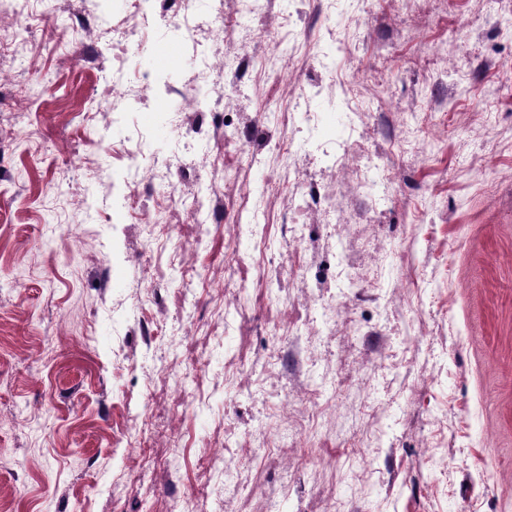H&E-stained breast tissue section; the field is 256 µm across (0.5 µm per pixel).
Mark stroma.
I'll use <instances>...</instances> for the list:
<instances>
[{"instance_id": "obj_1", "label": "stroma", "mask_w": 512, "mask_h": 512, "mask_svg": "<svg viewBox=\"0 0 512 512\" xmlns=\"http://www.w3.org/2000/svg\"><path fill=\"white\" fill-rule=\"evenodd\" d=\"M15 8L33 28L0 20V507L512 512V0H273L247 17L169 0L137 30L125 0ZM284 11L295 49L262 68ZM219 15L234 38L211 40ZM226 58L229 108L175 143L163 106ZM351 70L374 111L346 112ZM107 71L155 93L113 102ZM288 80L320 89L318 119L289 109ZM228 121L242 143L219 139ZM406 129L419 154L398 149ZM354 141L350 164L401 179L379 205L323 169ZM308 177L350 212L343 234L293 196ZM208 187L225 211L200 227ZM216 447L231 478L204 463Z\"/></svg>"}]
</instances>
